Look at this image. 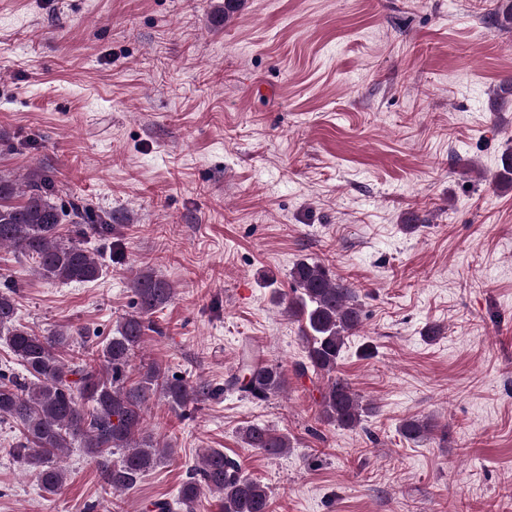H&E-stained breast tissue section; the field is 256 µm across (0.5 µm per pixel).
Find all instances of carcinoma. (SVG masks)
<instances>
[{"label":"carcinoma","instance_id":"cac0c4a2","mask_svg":"<svg viewBox=\"0 0 512 512\" xmlns=\"http://www.w3.org/2000/svg\"><path fill=\"white\" fill-rule=\"evenodd\" d=\"M493 27L512 29V0H495L489 16ZM59 189L40 168L24 176L0 172V249L30 259L38 274L62 283L94 282L102 265L81 241L62 231L63 217L95 232L108 229L106 219L79 199L58 203ZM295 296L288 299V316L299 324L305 358L295 363L298 378L327 380L321 393L319 418L328 425L355 430L375 412L336 371L346 339L361 326L355 290L333 278L326 266L301 260L290 271ZM134 311L121 318L112 336L96 351L60 331L38 336L17 323L16 289L0 291V340L26 371L0 381V422L20 426L13 455L31 470L42 492L55 495L63 486L60 458L79 444L99 459L107 480L120 493L131 490L173 448L142 436L150 399L161 394L174 410H184L206 395L205 387L170 377L157 364L144 367L140 378L127 383V368L141 349L147 332L161 333L151 317L172 298L174 288L153 268L137 273L133 284ZM287 385L285 369L247 352L237 373L226 382L254 400H265ZM433 419L410 418L400 425L409 441L428 438ZM251 448L281 455L291 447L284 435L258 424L241 428ZM219 494L222 512H271L268 487L243 475L240 465L210 448L192 467L179 490V503L194 512L201 488Z\"/></svg>","mask_w":512,"mask_h":512}]
</instances>
